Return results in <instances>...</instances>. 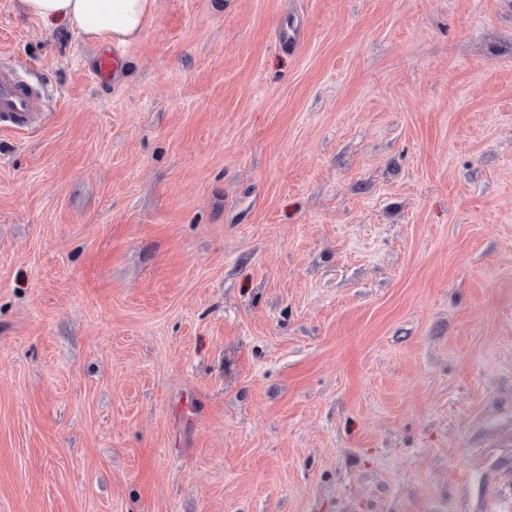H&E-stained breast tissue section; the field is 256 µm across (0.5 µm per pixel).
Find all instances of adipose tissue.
<instances>
[{"label":"adipose tissue","instance_id":"adipose-tissue-1","mask_svg":"<svg viewBox=\"0 0 512 512\" xmlns=\"http://www.w3.org/2000/svg\"><path fill=\"white\" fill-rule=\"evenodd\" d=\"M20 7L47 25L61 22L78 33L131 44L141 37L156 0H20Z\"/></svg>","mask_w":512,"mask_h":512}]
</instances>
